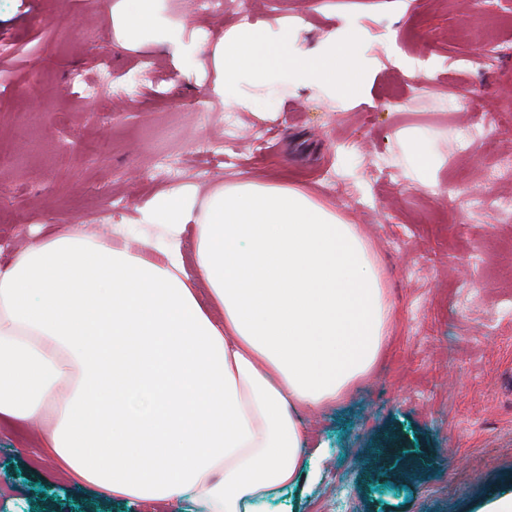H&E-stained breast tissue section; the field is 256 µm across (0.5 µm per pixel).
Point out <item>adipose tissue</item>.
<instances>
[{
  "label": "adipose tissue",
  "mask_w": 512,
  "mask_h": 512,
  "mask_svg": "<svg viewBox=\"0 0 512 512\" xmlns=\"http://www.w3.org/2000/svg\"><path fill=\"white\" fill-rule=\"evenodd\" d=\"M126 44L200 54L214 95L243 85L353 95V36L293 52L287 26L211 43L163 36L156 0H126ZM161 242H95L81 224L0 266V427L39 425L38 458L73 482L163 512H254L302 475V414L342 401L394 344L395 307L371 243L331 204L243 175L144 213ZM196 231L195 276L183 239Z\"/></svg>",
  "instance_id": "adipose-tissue-1"
}]
</instances>
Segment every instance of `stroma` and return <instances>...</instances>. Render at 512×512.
Listing matches in <instances>:
<instances>
[{"label": "stroma", "mask_w": 512, "mask_h": 512, "mask_svg": "<svg viewBox=\"0 0 512 512\" xmlns=\"http://www.w3.org/2000/svg\"><path fill=\"white\" fill-rule=\"evenodd\" d=\"M119 0H0V266L70 224L100 238L180 187L280 172L360 225L397 314L395 345L352 394L306 418V467L259 512H486L512 494V198L487 169L512 157V0H231L223 14L158 0L160 27L213 39L286 25L310 52L354 29L349 97L280 89L255 114L214 102L211 73L156 41L126 47ZM103 111L88 88L111 75ZM496 113L485 138L463 130ZM427 158L419 165L412 150ZM0 432V512H155L104 500Z\"/></svg>", "instance_id": "35a3bbf8"}]
</instances>
